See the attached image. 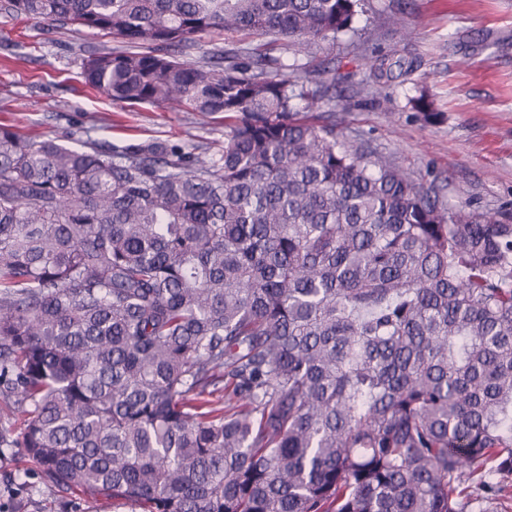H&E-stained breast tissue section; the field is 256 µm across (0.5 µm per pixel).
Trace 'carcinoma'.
<instances>
[{
    "label": "carcinoma",
    "instance_id": "carcinoma-1",
    "mask_svg": "<svg viewBox=\"0 0 512 512\" xmlns=\"http://www.w3.org/2000/svg\"><path fill=\"white\" fill-rule=\"evenodd\" d=\"M363 6L0 0L117 40L82 70L112 100L224 114L215 153L0 125V402L24 417L0 446L59 512H487L512 490V209L443 206L273 55Z\"/></svg>",
    "mask_w": 512,
    "mask_h": 512
}]
</instances>
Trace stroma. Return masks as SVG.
Wrapping results in <instances>:
<instances>
[{"label":"stroma","mask_w":512,"mask_h":512,"mask_svg":"<svg viewBox=\"0 0 512 512\" xmlns=\"http://www.w3.org/2000/svg\"><path fill=\"white\" fill-rule=\"evenodd\" d=\"M355 26L305 61L343 106L337 128L434 183L443 205L512 203V0H368ZM115 46L108 36L0 16V124L37 139L223 143V114L203 125L175 105L116 103L89 88L84 58ZM384 57L418 66L386 76L375 68ZM423 94L429 121L412 105ZM18 457L0 447V512H59L35 465L18 470Z\"/></svg>","instance_id":"obj_1"}]
</instances>
